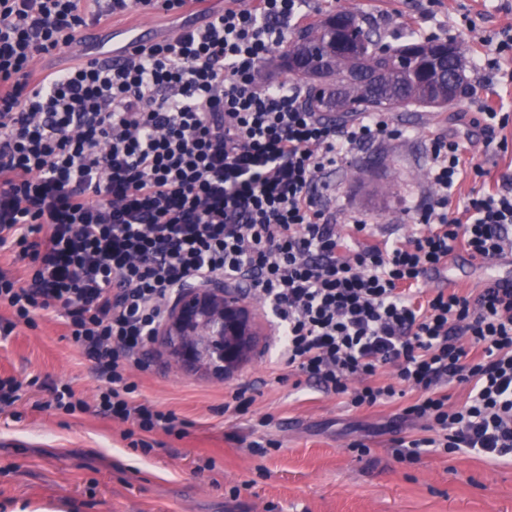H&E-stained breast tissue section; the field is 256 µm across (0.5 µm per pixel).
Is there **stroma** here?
Segmentation results:
<instances>
[{"label":"stroma","mask_w":512,"mask_h":512,"mask_svg":"<svg viewBox=\"0 0 512 512\" xmlns=\"http://www.w3.org/2000/svg\"><path fill=\"white\" fill-rule=\"evenodd\" d=\"M425 0H309L312 19L351 9L368 19L382 41L410 32H436L483 49L481 36L512 27V0H443L425 14ZM470 92L437 109L395 112L404 138L365 146L330 171L329 204L337 216L374 224L378 240L409 231L407 213L428 192L427 139L448 130L482 141L466 126L476 98L512 111V85L494 73L467 69ZM256 331L249 359L231 375L191 370L154 346L149 369L138 373V399L189 422L185 437L151 434L143 451L124 439V426L95 411L67 414L43 408L49 386L67 383L92 399L99 382L93 363L63 335L56 318L36 317L0 338V378L20 386L19 400L0 411V512H512V461L467 453H426L399 461L393 442L420 435L400 420L401 403L352 409L281 365L261 305L247 299ZM256 386L244 413L228 409L242 381ZM277 447L249 448L256 428ZM363 442L366 453L352 448ZM214 469H204L206 460Z\"/></svg>","instance_id":"1"}]
</instances>
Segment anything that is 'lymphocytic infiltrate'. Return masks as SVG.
I'll return each mask as SVG.
<instances>
[{"label":"lymphocytic infiltrate","mask_w":512,"mask_h":512,"mask_svg":"<svg viewBox=\"0 0 512 512\" xmlns=\"http://www.w3.org/2000/svg\"><path fill=\"white\" fill-rule=\"evenodd\" d=\"M185 2L0 0V251L17 265L0 271V334L55 309L102 383L91 405L53 385L50 406L94 407L127 439L185 435L175 411L134 400L135 374L177 299L224 285L267 306L283 363L349 407L414 394L402 416L425 433L397 440L401 460L512 458V288L428 285L458 253L512 255V173L491 176L478 150L434 131L409 235L376 241L357 216L339 230L324 174L404 132L384 112L329 120L270 71L306 0H232L124 58L33 76L104 18ZM469 121L484 147L512 151L511 112L482 104Z\"/></svg>","instance_id":"f902f5d3"}]
</instances>
